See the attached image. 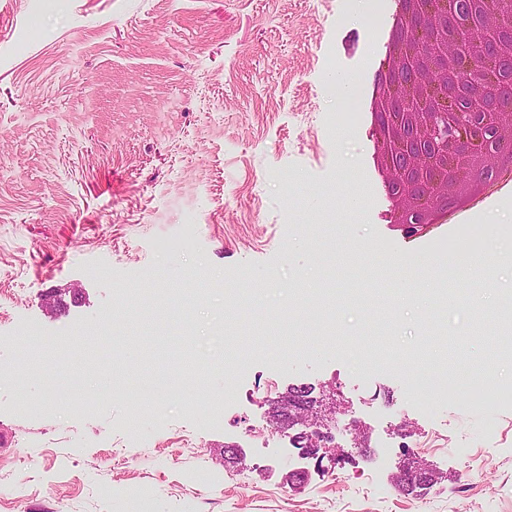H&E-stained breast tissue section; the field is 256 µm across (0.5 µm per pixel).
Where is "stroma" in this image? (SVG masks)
<instances>
[{"label":"stroma","instance_id":"35a3bbf8","mask_svg":"<svg viewBox=\"0 0 512 512\" xmlns=\"http://www.w3.org/2000/svg\"><path fill=\"white\" fill-rule=\"evenodd\" d=\"M393 9L371 24L346 0H0L6 512H512V400L476 406L462 384L487 360L512 391V331L473 333L512 323V267L459 275L430 248L458 225L408 238L392 222L370 113ZM339 74L358 79L340 129ZM328 248L356 264L329 271ZM416 253L432 264L397 272ZM85 328L98 359L55 406L32 359ZM448 341L460 382L418 410L401 359ZM228 359L240 397L135 412L136 373L220 392ZM112 362L134 374L123 389ZM303 385L348 403L338 469L271 432L272 402ZM406 442L438 475L421 497L396 483Z\"/></svg>","mask_w":512,"mask_h":512}]
</instances>
